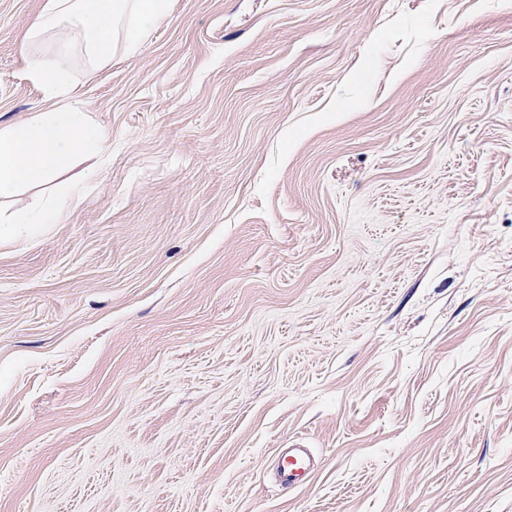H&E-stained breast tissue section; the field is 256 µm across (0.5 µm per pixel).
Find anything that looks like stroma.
<instances>
[{"label": "stroma", "mask_w": 512, "mask_h": 512, "mask_svg": "<svg viewBox=\"0 0 512 512\" xmlns=\"http://www.w3.org/2000/svg\"><path fill=\"white\" fill-rule=\"evenodd\" d=\"M62 63L112 151L0 241V512H512V0H172ZM81 184H74L64 195L46 200L34 210L19 209L3 220L0 211V239L9 235L2 230L1 224H12L19 228H30L31 224H59L70 204L80 196ZM315 465L311 448L299 440L289 441L288 448H279L271 480L275 486L291 492L306 482Z\"/></svg>", "instance_id": "35a3bbf8"}]
</instances>
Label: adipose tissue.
<instances>
[{"label": "adipose tissue", "instance_id": "1", "mask_svg": "<svg viewBox=\"0 0 512 512\" xmlns=\"http://www.w3.org/2000/svg\"><path fill=\"white\" fill-rule=\"evenodd\" d=\"M170 0H43L24 45L35 48L55 39L63 26H75L79 50L91 67L111 64L119 53H132L145 41L153 21L169 16ZM28 75L47 96L45 110L20 125L0 126V202L23 188L51 182L80 156L104 154L111 140L102 127L89 126L71 89L70 75L59 62L33 57ZM80 185L46 200L36 209L11 213L9 224L27 228L60 223Z\"/></svg>", "mask_w": 512, "mask_h": 512}]
</instances>
